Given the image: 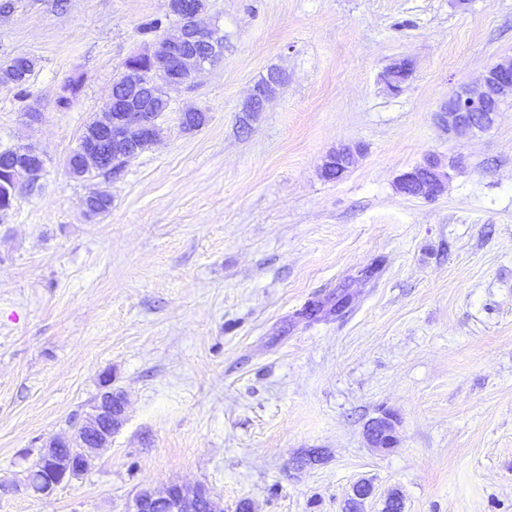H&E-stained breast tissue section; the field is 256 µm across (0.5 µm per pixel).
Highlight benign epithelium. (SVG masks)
Returning a JSON list of instances; mask_svg holds the SVG:
<instances>
[{"label": "benign epithelium", "instance_id": "1", "mask_svg": "<svg viewBox=\"0 0 512 512\" xmlns=\"http://www.w3.org/2000/svg\"><path fill=\"white\" fill-rule=\"evenodd\" d=\"M175 16L191 20L190 26H177V33L156 39L146 53L132 55L134 61L112 85L121 91L108 94L100 115L82 138L78 160L91 166L97 177L106 181L118 179L128 163L141 153V144L158 131L157 114L152 100L167 96V88L190 82L204 69L208 60L198 48L214 44L220 29L205 22V0H169ZM410 62L393 64L386 72V82L399 90L402 75ZM454 105L440 110V124L454 135H465L491 127L496 112L492 105L512 98V61L491 65L473 85H462L450 94ZM11 166L0 168V216L5 218L17 195L32 190L43 170V153L32 145L9 148ZM433 165L425 174L416 169L403 173L399 186L405 193L420 191L430 196L439 194L449 179L441 161L432 157ZM113 392H104L91 411L76 425L71 435L50 440L43 448L45 476L37 494L47 495L64 480L75 478L93 465L97 451L107 447L125 421L126 398H121V412H112ZM217 496L206 486L188 487L171 484L161 491L148 490L134 496L128 512H193L203 503L211 512H219Z\"/></svg>", "mask_w": 512, "mask_h": 512}]
</instances>
